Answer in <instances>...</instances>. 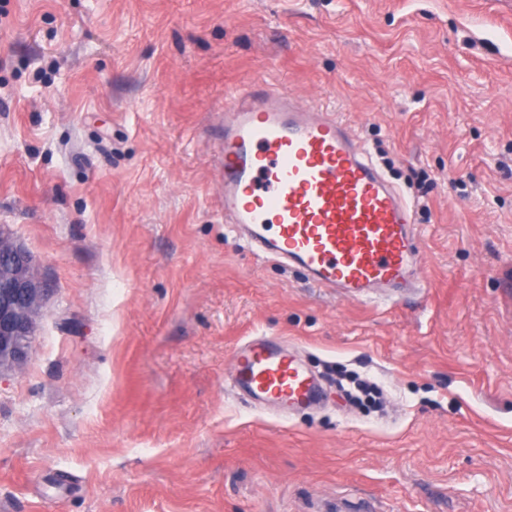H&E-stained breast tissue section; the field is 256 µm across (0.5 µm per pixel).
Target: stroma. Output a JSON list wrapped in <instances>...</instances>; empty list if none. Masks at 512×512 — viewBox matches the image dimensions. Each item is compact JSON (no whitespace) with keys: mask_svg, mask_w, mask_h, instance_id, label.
I'll return each mask as SVG.
<instances>
[{"mask_svg":"<svg viewBox=\"0 0 512 512\" xmlns=\"http://www.w3.org/2000/svg\"><path fill=\"white\" fill-rule=\"evenodd\" d=\"M259 79L401 189L423 298L345 300L226 228L225 98ZM0 231L46 288L0 372V512H512V0H0ZM255 336L326 398L225 389Z\"/></svg>","mask_w":512,"mask_h":512,"instance_id":"1","label":"stroma"}]
</instances>
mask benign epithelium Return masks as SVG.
<instances>
[{
	"label": "benign epithelium",
	"instance_id": "1",
	"mask_svg": "<svg viewBox=\"0 0 512 512\" xmlns=\"http://www.w3.org/2000/svg\"><path fill=\"white\" fill-rule=\"evenodd\" d=\"M0 371L20 367L39 313L44 286L30 257L0 233Z\"/></svg>",
	"mask_w": 512,
	"mask_h": 512
}]
</instances>
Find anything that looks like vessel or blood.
Segmentation results:
<instances>
[{
  "label": "vessel or blood",
  "mask_w": 512,
  "mask_h": 512,
  "mask_svg": "<svg viewBox=\"0 0 512 512\" xmlns=\"http://www.w3.org/2000/svg\"><path fill=\"white\" fill-rule=\"evenodd\" d=\"M224 221L257 256L301 269L318 288L370 301L421 287L414 210L337 113L268 83L231 93L224 113ZM231 386L283 412L318 404L320 378L277 338L234 353Z\"/></svg>",
  "instance_id": "obj_1"
}]
</instances>
